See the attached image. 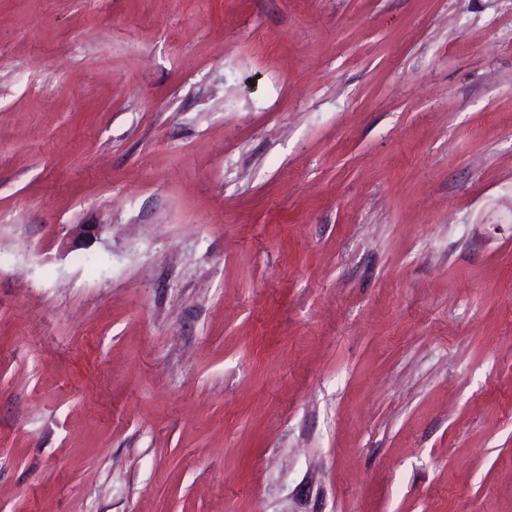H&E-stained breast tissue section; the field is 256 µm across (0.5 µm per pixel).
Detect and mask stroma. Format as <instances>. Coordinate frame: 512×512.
<instances>
[{"label": "stroma", "instance_id": "35a3bbf8", "mask_svg": "<svg viewBox=\"0 0 512 512\" xmlns=\"http://www.w3.org/2000/svg\"><path fill=\"white\" fill-rule=\"evenodd\" d=\"M0 512H512V0H0Z\"/></svg>", "mask_w": 512, "mask_h": 512}]
</instances>
